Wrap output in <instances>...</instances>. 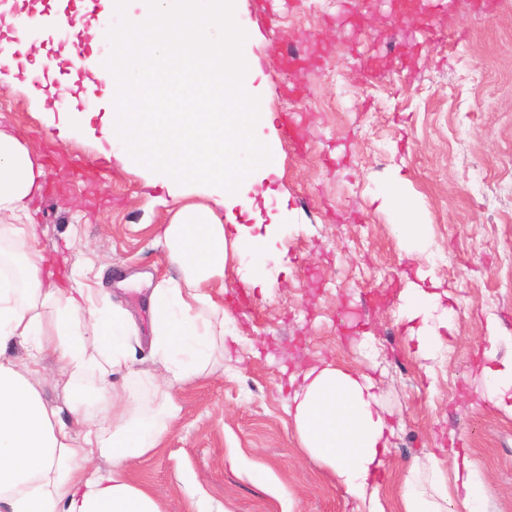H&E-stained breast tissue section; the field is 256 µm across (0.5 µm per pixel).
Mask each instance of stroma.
Listing matches in <instances>:
<instances>
[{"mask_svg":"<svg viewBox=\"0 0 512 512\" xmlns=\"http://www.w3.org/2000/svg\"><path fill=\"white\" fill-rule=\"evenodd\" d=\"M418 2L438 17L433 33L391 0H367L354 23L344 0H237L267 112L287 110L286 88L303 92V146L280 141L276 126L260 129L278 145L250 221L258 233L275 228L265 282L250 283L245 260L229 258L224 308L240 342L180 391L160 448L127 463L162 512H360L288 417L291 375L323 360L382 382L394 427L379 483L388 512L399 510L409 468L452 470L450 446L484 474L487 512H512V417L476 386L488 320L500 326L498 358L512 357V199L488 191L512 176V0ZM282 37L302 47L295 67L273 63ZM68 96L91 113L88 132H62ZM106 96L101 79L49 95L25 69H0V129L21 133L45 167L30 209L57 283L80 270L101 302L120 298L146 338L149 288L173 272L158 237L175 201L152 174L113 158ZM75 158L97 162L98 180H79ZM396 178L428 227L429 265L454 311L433 361L417 357L398 316L414 269L379 195ZM367 336L373 348H362ZM256 464L265 486L250 479Z\"/></svg>","mask_w":512,"mask_h":512,"instance_id":"stroma-1","label":"stroma"}]
</instances>
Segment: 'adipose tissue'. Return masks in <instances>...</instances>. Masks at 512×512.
Segmentation results:
<instances>
[{
    "mask_svg": "<svg viewBox=\"0 0 512 512\" xmlns=\"http://www.w3.org/2000/svg\"><path fill=\"white\" fill-rule=\"evenodd\" d=\"M96 33L113 44L110 57L87 68L111 79L122 72L124 95L112 103L105 128L123 167L159 170L172 182H215L212 204L177 208L161 238L177 276L148 296L154 370L136 367L140 330L120 306L98 305L95 291L51 281L34 224H1L0 259L20 261V275L0 278V512H161L154 492L130 483L125 465L160 445L181 411L177 390L202 374L217 347L238 341L219 300L229 256L246 257V275L260 280L270 236L236 225L227 235L219 209L251 211L248 192L274 172L277 157L253 130L266 121L253 86L259 65L245 50L249 33L234 0H105ZM44 174L31 148L0 130V213H23ZM384 201L407 241V257L423 253L426 225L414 223L400 183ZM431 269L418 268L403 290L399 315L410 325L421 359L443 345L454 312L425 289ZM56 317L48 340L43 309ZM488 360L480 371L483 397L512 417V360L496 363V324L487 326ZM53 357L66 398L47 403L43 362ZM367 375L321 361L299 374L288 406L300 442L368 512H385L373 478L390 466L393 429ZM110 463L95 467L96 459ZM455 512H485V483L469 460L455 466ZM447 478L410 469L401 512H444Z\"/></svg>",
    "mask_w": 512,
    "mask_h": 512,
    "instance_id": "1",
    "label": "adipose tissue"
}]
</instances>
